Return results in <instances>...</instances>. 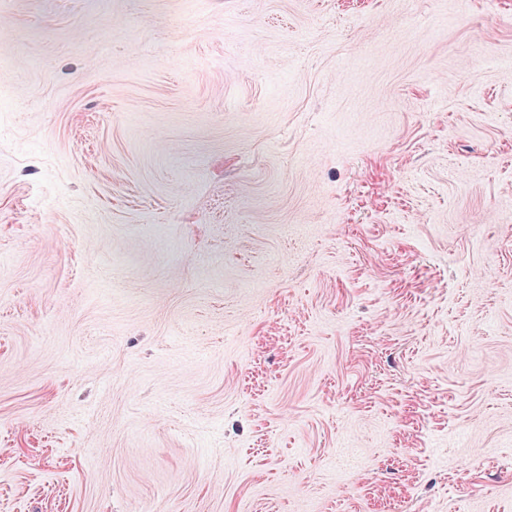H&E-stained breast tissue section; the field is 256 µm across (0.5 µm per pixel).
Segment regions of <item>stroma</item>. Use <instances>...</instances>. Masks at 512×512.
Returning <instances> with one entry per match:
<instances>
[{
    "instance_id": "1",
    "label": "stroma",
    "mask_w": 512,
    "mask_h": 512,
    "mask_svg": "<svg viewBox=\"0 0 512 512\" xmlns=\"http://www.w3.org/2000/svg\"><path fill=\"white\" fill-rule=\"evenodd\" d=\"M0 0V512H512V0Z\"/></svg>"
}]
</instances>
